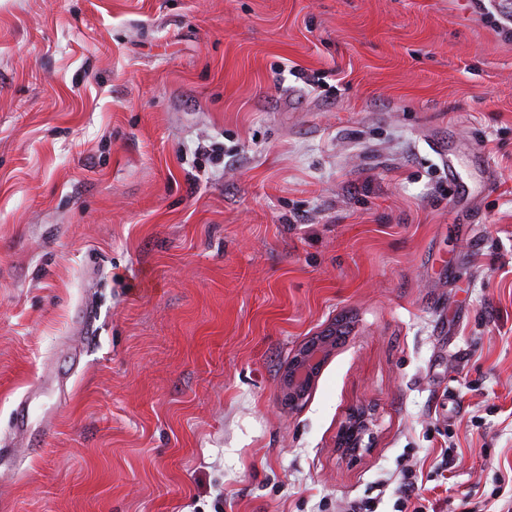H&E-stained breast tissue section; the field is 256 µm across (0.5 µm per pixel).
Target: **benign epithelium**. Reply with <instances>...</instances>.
<instances>
[{"label": "benign epithelium", "instance_id": "obj_1", "mask_svg": "<svg viewBox=\"0 0 512 512\" xmlns=\"http://www.w3.org/2000/svg\"><path fill=\"white\" fill-rule=\"evenodd\" d=\"M341 326L332 324L303 342L293 353L280 378L281 403L293 410L301 407L324 364L341 346ZM377 420L368 404L351 407L336 436V448L357 457L369 449Z\"/></svg>", "mask_w": 512, "mask_h": 512}]
</instances>
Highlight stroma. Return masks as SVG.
I'll return each mask as SVG.
<instances>
[{
    "label": "stroma",
    "instance_id": "obj_1",
    "mask_svg": "<svg viewBox=\"0 0 512 512\" xmlns=\"http://www.w3.org/2000/svg\"><path fill=\"white\" fill-rule=\"evenodd\" d=\"M408 465L428 512L512 471L499 0H0V512H393ZM340 324H332L303 342L280 378V400L289 410L301 407L324 364L341 346ZM376 425L377 420L370 405L361 403L351 407L336 436V448L344 456L357 457L366 452L370 448L369 441L374 438Z\"/></svg>",
    "mask_w": 512,
    "mask_h": 512
}]
</instances>
